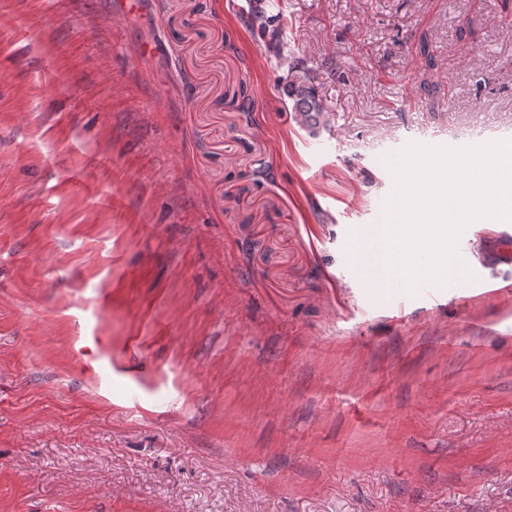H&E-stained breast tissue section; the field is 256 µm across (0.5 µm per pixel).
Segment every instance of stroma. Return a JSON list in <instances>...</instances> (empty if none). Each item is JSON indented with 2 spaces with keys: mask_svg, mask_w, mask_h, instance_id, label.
I'll use <instances>...</instances> for the list:
<instances>
[{
  "mask_svg": "<svg viewBox=\"0 0 512 512\" xmlns=\"http://www.w3.org/2000/svg\"><path fill=\"white\" fill-rule=\"evenodd\" d=\"M0 0V512H512V223L383 297L387 151L512 138V0ZM428 41L435 67L419 54ZM267 0H247L246 21L248 25L255 29L256 27L263 36L268 37V45L279 56H283L284 42L282 40V30L280 26H275L276 15H268ZM288 61L287 76L283 82V92L292 102L293 112H297L303 126L314 128L326 122L328 112L319 97L316 78L307 60L294 54L286 56Z\"/></svg>",
  "mask_w": 512,
  "mask_h": 512,
  "instance_id": "1",
  "label": "stroma"
}]
</instances>
